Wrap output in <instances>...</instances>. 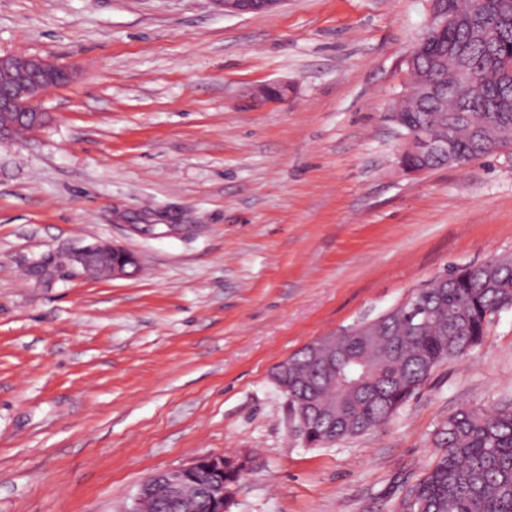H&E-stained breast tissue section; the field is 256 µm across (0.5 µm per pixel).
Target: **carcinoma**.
Returning <instances> with one entry per match:
<instances>
[{"label": "carcinoma", "mask_w": 512, "mask_h": 512, "mask_svg": "<svg viewBox=\"0 0 512 512\" xmlns=\"http://www.w3.org/2000/svg\"><path fill=\"white\" fill-rule=\"evenodd\" d=\"M455 16L452 27L427 29L422 39L442 59L441 72L466 66L474 80L462 87L440 82L441 102L423 103L410 124L436 139L448 137L464 162L490 156L507 142L492 139L473 147L470 125L512 132V0H441ZM414 169H434L448 155L409 157ZM512 309V258L448 270L413 302L372 320L369 335L336 337V367L310 362L308 351L288 358L294 406L312 400L336 415L309 426L307 442L333 446L387 422L442 363L460 359L483 340L496 313ZM367 382L352 393L332 376L358 375ZM439 452L426 472L405 492L395 512H512V403L490 409L465 406L436 432Z\"/></svg>", "instance_id": "cac0c4a2"}]
</instances>
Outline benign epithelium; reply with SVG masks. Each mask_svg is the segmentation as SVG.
<instances>
[{
  "instance_id": "1",
  "label": "benign epithelium",
  "mask_w": 512,
  "mask_h": 512,
  "mask_svg": "<svg viewBox=\"0 0 512 512\" xmlns=\"http://www.w3.org/2000/svg\"><path fill=\"white\" fill-rule=\"evenodd\" d=\"M226 14L264 12L275 8L281 0H216ZM13 74V81L0 86V137L20 127L34 128L39 124V102L52 88L65 86L72 81V70L50 63L37 56L17 54L0 55V70ZM413 84H408L397 107L390 112L396 125H402L405 113L416 103ZM435 149L449 150L447 142H435L417 129L403 135L402 154L423 155ZM139 266L138 256L128 248L116 244L94 243L68 253L51 254L28 270L30 278L42 281L46 277L73 276L76 274H110L126 276L129 269ZM330 338L307 345L310 361L314 364L333 363L336 353L328 346ZM224 455H206L191 464L177 469L157 472L139 487L127 512H151L160 502L175 503L181 512H199L202 505L209 512H228L234 485L224 484ZM205 466L211 479L199 483L193 473Z\"/></svg>"
}]
</instances>
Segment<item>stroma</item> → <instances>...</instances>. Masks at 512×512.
<instances>
[{"label": "stroma", "instance_id": "1", "mask_svg": "<svg viewBox=\"0 0 512 512\" xmlns=\"http://www.w3.org/2000/svg\"><path fill=\"white\" fill-rule=\"evenodd\" d=\"M428 10L0 0V54L73 70L41 127L0 140V512H127L202 455L247 464L229 512H394L448 415L512 398V310L331 447L294 432L273 379L447 269L512 255V150L401 165L388 114ZM94 242L139 271L27 278ZM282 0H216L224 14L264 12L275 8Z\"/></svg>", "mask_w": 512, "mask_h": 512}]
</instances>
